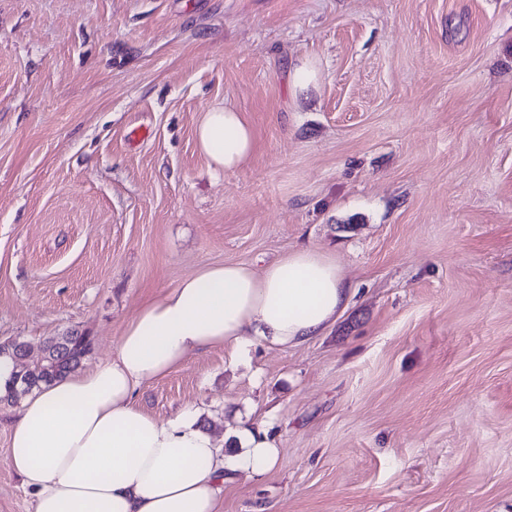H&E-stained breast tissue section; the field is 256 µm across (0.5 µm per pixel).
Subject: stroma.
I'll list each match as a JSON object with an SVG mask.
<instances>
[{
    "instance_id": "stroma-1",
    "label": "stroma",
    "mask_w": 512,
    "mask_h": 512,
    "mask_svg": "<svg viewBox=\"0 0 512 512\" xmlns=\"http://www.w3.org/2000/svg\"><path fill=\"white\" fill-rule=\"evenodd\" d=\"M224 103L255 135L233 174L194 138ZM300 247L356 293L321 336L138 392L224 454L275 441L223 512H512V0H0V342L85 332L87 369L201 265ZM19 407L0 512H34Z\"/></svg>"
}]
</instances>
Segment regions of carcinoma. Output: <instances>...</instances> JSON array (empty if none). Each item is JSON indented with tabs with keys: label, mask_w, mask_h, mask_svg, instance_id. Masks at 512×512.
I'll return each mask as SVG.
<instances>
[{
	"label": "carcinoma",
	"mask_w": 512,
	"mask_h": 512,
	"mask_svg": "<svg viewBox=\"0 0 512 512\" xmlns=\"http://www.w3.org/2000/svg\"><path fill=\"white\" fill-rule=\"evenodd\" d=\"M44 347L48 354L41 365L34 368L27 382H22L18 374L14 376L13 387L8 392L9 398H16L77 370L82 360L92 351L93 340L84 333L72 331L63 337V343L50 339L44 343Z\"/></svg>",
	"instance_id": "carcinoma-1"
}]
</instances>
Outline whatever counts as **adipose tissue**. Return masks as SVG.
<instances>
[{
  "label": "adipose tissue",
  "instance_id": "1",
  "mask_svg": "<svg viewBox=\"0 0 512 512\" xmlns=\"http://www.w3.org/2000/svg\"><path fill=\"white\" fill-rule=\"evenodd\" d=\"M195 134L209 167L227 174L254 149L250 124L229 104L206 111ZM353 296L331 257L301 248L259 271L202 265L144 304L112 357L32 390L14 416L7 463L35 512H222L226 471H269L278 448L241 430L239 452L222 455L194 411L157 419L138 406L139 387L192 351L309 342Z\"/></svg>",
  "mask_w": 512,
  "mask_h": 512
}]
</instances>
